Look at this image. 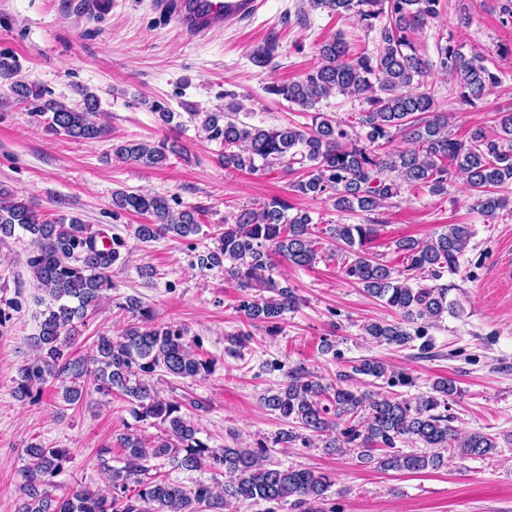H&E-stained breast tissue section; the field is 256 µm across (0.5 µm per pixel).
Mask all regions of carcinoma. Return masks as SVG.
I'll return each instance as SVG.
<instances>
[{
  "instance_id": "cac0c4a2",
  "label": "carcinoma",
  "mask_w": 512,
  "mask_h": 512,
  "mask_svg": "<svg viewBox=\"0 0 512 512\" xmlns=\"http://www.w3.org/2000/svg\"><path fill=\"white\" fill-rule=\"evenodd\" d=\"M311 10L348 14L367 25L383 19L377 49L354 60L341 35L322 41L319 61L298 81L273 84L272 95L312 113L309 126L265 128L234 119L241 111L232 100L222 112H188L205 137L223 146L219 163L226 168L264 173L280 165L290 170L298 163L304 175L290 184L299 196H327L340 213L372 212L401 193L403 186L426 188L434 195L447 191L448 179L460 173L471 189L472 208L486 216L506 203L496 190L512 185V112H498L491 133L481 127L464 140L448 135V113L439 109L434 94L425 88L433 69L456 82L465 102L481 99L499 84L479 51L466 53L451 41L437 48V61L419 53L414 35L439 15L441 0H305ZM20 67L0 56V87L30 106L28 116L47 131L78 141H98L108 130L98 120L97 96L79 90L80 99L67 103L46 97V91L18 79ZM339 93L362 98L368 108L353 124L333 121L317 108L322 100ZM401 136L412 147L397 152L384 144ZM183 157L177 142L112 145V156L144 167L163 166L169 155ZM293 206L273 198L258 208L224 215L216 227L213 246L196 253L194 266L219 270L224 282L258 296L242 301L241 311L252 322H261L271 334L281 331L286 312L298 304L294 290L278 280L275 257L301 267L313 265L323 252L314 237L309 213L289 214ZM112 211L148 216L133 228L141 243L160 238L185 239L200 230L202 210L196 206L174 209L162 195L116 190ZM30 235L33 250L27 258L37 285L44 293L45 310L38 333L29 337L32 356L18 369L13 390L20 401L37 402L44 385L60 382L64 403H79L88 386L104 397H120L141 420L153 419L160 434L149 445L133 432L116 436L113 445L99 450L100 467L109 476L105 495L75 483L55 494L54 478L69 461L65 448L30 444L27 462L19 470L21 493L17 512H226L233 505L290 502L301 512H322L319 504L333 485L331 478L308 469L264 467L269 444L255 448H212L199 438L200 429L182 411L178 400L163 399L147 377L156 370L195 379L211 372L212 363L201 360L185 341L186 331L174 323H154L150 311L136 298L124 308L139 313L117 338L98 337L87 356H74L72 346L78 324L97 311L112 289L110 269L125 242L94 230L73 215L42 218L31 202L0 187V240L16 229ZM326 234L345 258V275L365 292L397 311L401 321H374L363 325V334L379 344L403 347L425 335L418 322H436L445 314L459 315L460 306L448 299V288L434 284L442 273H455L473 231L467 224H450L434 239L421 244L411 238L395 242L402 254L396 269L366 252L375 235L371 224H332ZM416 325L414 331L409 326ZM391 384L410 385L406 373L394 374L381 361L363 358L351 371L336 374V384H324L300 368L286 373L280 387L262 397L265 407L305 430L282 431L272 444L299 442L328 453H357L366 463L383 471L418 473L437 470L445 454L462 459L483 458L497 448L483 433L460 437L450 425L448 404L458 394L454 380L439 378L431 391L410 399L373 395L350 386L358 376ZM410 440L424 452H404L396 442ZM123 451L122 466L112 465V448ZM380 455H375V452ZM171 467L196 471L224 469V482H199L185 486L152 473V459Z\"/></svg>"
}]
</instances>
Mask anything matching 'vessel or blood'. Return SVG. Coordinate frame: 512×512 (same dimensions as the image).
<instances>
[{
	"instance_id": "obj_1",
	"label": "vessel or blood",
	"mask_w": 512,
	"mask_h": 512,
	"mask_svg": "<svg viewBox=\"0 0 512 512\" xmlns=\"http://www.w3.org/2000/svg\"><path fill=\"white\" fill-rule=\"evenodd\" d=\"M157 8L190 37L235 31L262 8V0H156Z\"/></svg>"
}]
</instances>
